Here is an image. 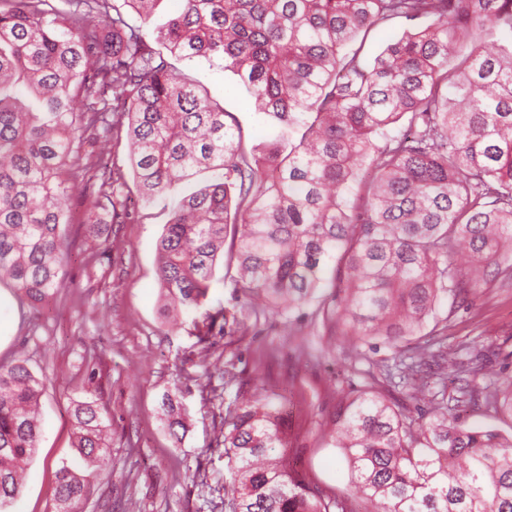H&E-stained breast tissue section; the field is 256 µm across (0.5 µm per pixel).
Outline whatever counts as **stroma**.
<instances>
[{"label": "stroma", "mask_w": 512, "mask_h": 512, "mask_svg": "<svg viewBox=\"0 0 512 512\" xmlns=\"http://www.w3.org/2000/svg\"><path fill=\"white\" fill-rule=\"evenodd\" d=\"M176 67L233 113L247 138L260 137L263 128L235 73L204 58ZM131 152L122 138L110 142L105 154L125 176L118 199L133 201L126 223L86 224L88 202L73 193L72 220L63 227L69 245L63 288L35 309L16 296L0 304V360L24 353L44 380L43 432L24 490L6 512H54L57 469L80 465L72 447V409L89 396L110 413L112 479L92 481L81 512H224L220 431L242 389L262 391L279 404L286 446L278 454L310 494L343 501L351 512H369L370 503L346 497L350 475L331 431L348 401L387 392L382 366L410 354L418 338L395 348L375 340L355 343L313 314L288 323L267 308L246 314L245 335L218 334L200 347L189 327L173 326L160 314L157 240L175 196L197 191L212 175L197 173L176 195L138 205ZM437 322L447 328V344L480 338L479 383L512 377V272L491 277L467 304L443 301ZM203 359L212 364L211 375L199 385L186 382ZM167 396L188 414L179 441L167 428Z\"/></svg>", "instance_id": "35a3bbf8"}]
</instances>
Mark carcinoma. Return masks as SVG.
Listing matches in <instances>:
<instances>
[{"mask_svg":"<svg viewBox=\"0 0 512 512\" xmlns=\"http://www.w3.org/2000/svg\"><path fill=\"white\" fill-rule=\"evenodd\" d=\"M0 0V281L37 307L61 288L68 195L97 187L88 224H117L123 174L76 138L126 135L138 200L173 192L195 170L214 181L179 199L157 243L164 311L191 318L197 344L245 332L237 312L205 308L227 257L236 298H262L284 320L320 298L333 267L342 294L323 319L366 343L417 336L445 298L465 303L512 258V0H179L149 49L110 0ZM422 19L371 57L369 33ZM504 42L487 49V36ZM217 60L267 122L245 139L170 59ZM22 84L34 98L14 95ZM229 249H224L225 242ZM447 352L420 347L404 377ZM459 400L512 417V379ZM44 382L0 361V508L22 491L39 441ZM224 421L226 512H330L270 458L285 447L277 406L241 390ZM174 438L186 417L163 403ZM108 410H73L74 448L93 474L111 468ZM337 447L354 493L376 512H512V439L459 421L437 401L414 417L362 394L338 415ZM89 476L56 474L55 512H76Z\"/></svg>","mask_w":512,"mask_h":512,"instance_id":"cac0c4a2","label":"carcinoma"}]
</instances>
